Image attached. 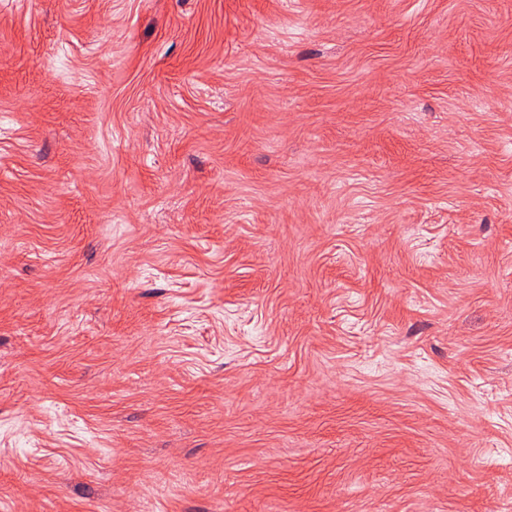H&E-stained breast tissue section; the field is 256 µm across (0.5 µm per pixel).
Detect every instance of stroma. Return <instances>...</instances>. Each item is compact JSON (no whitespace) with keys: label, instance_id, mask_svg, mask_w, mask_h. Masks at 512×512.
<instances>
[{"label":"stroma","instance_id":"stroma-1","mask_svg":"<svg viewBox=\"0 0 512 512\" xmlns=\"http://www.w3.org/2000/svg\"><path fill=\"white\" fill-rule=\"evenodd\" d=\"M0 512H512V0H0Z\"/></svg>","mask_w":512,"mask_h":512}]
</instances>
